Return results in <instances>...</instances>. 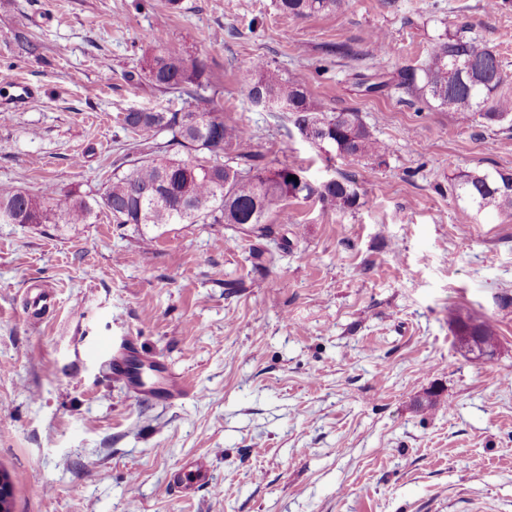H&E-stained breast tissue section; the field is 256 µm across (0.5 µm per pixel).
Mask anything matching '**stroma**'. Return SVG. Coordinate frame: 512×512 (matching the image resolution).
<instances>
[{
    "mask_svg": "<svg viewBox=\"0 0 512 512\" xmlns=\"http://www.w3.org/2000/svg\"><path fill=\"white\" fill-rule=\"evenodd\" d=\"M489 45L512 90V0H343L293 18L278 0H0V192L100 196L131 110L190 100L127 81L158 43L205 62L201 95L247 126L239 155L313 185L349 179L356 208L288 199L259 237L235 224H0V472L12 512H512V220L450 180L512 170V125L461 122L356 71L420 67L457 30ZM24 32L39 49L14 39ZM350 50L344 58L333 45ZM304 77L327 113H358L384 163L306 140L250 103L255 62ZM272 254L259 262L255 250ZM51 292L49 310L32 298ZM498 338L480 361L449 324ZM165 365L168 402L113 377V351ZM434 406H424L428 393ZM209 461L221 495L171 485ZM450 323L454 336H456L457 346L469 357L473 356L471 349L477 352V348L473 343L472 336H460V331H469L478 336H482V341L487 349L495 350L497 347V336L493 328L484 321H479L463 310H456L450 316Z\"/></svg>",
    "mask_w": 512,
    "mask_h": 512,
    "instance_id": "obj_1",
    "label": "stroma"
}]
</instances>
